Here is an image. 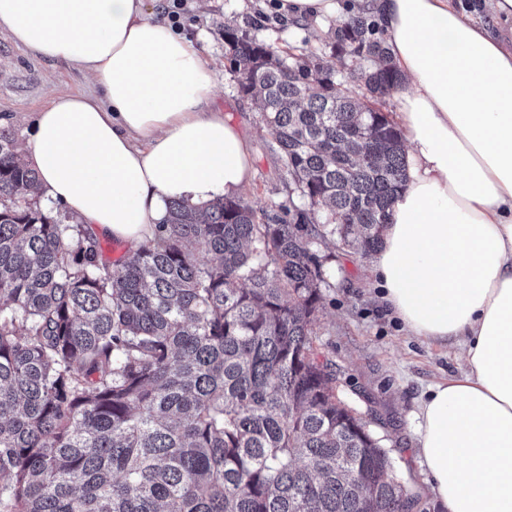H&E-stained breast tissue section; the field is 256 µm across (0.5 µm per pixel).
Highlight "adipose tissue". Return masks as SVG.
<instances>
[{
    "label": "adipose tissue",
    "mask_w": 512,
    "mask_h": 512,
    "mask_svg": "<svg viewBox=\"0 0 512 512\" xmlns=\"http://www.w3.org/2000/svg\"><path fill=\"white\" fill-rule=\"evenodd\" d=\"M403 80L393 117L409 180L371 264L405 333L462 346L430 387L417 442L445 512H512V0H375ZM0 30L88 73L102 96L62 95L25 158L45 199L136 247L169 200L238 196L247 140L222 111L209 59L145 0H0Z\"/></svg>",
    "instance_id": "obj_1"
}]
</instances>
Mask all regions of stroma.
Segmentation results:
<instances>
[{
  "label": "stroma",
  "instance_id": "stroma-1",
  "mask_svg": "<svg viewBox=\"0 0 512 512\" xmlns=\"http://www.w3.org/2000/svg\"><path fill=\"white\" fill-rule=\"evenodd\" d=\"M186 12L177 32L196 41L216 67V108L224 111L250 141L254 177L243 198L258 211L297 206L284 184L288 179L270 151V134L258 124L254 100L241 96L238 76L228 68L224 29L303 52L322 48L323 31L312 23L297 28L274 8L242 7L240 0H185ZM95 87L79 68L62 60L36 57L0 32V120L10 127L17 144L31 137L38 112L60 94L91 93ZM331 273L324 288L323 312L314 345L333 364L340 397L366 421L369 430L390 448L394 473L415 496L412 512H441L431 491V477L417 449L415 431L419 402L427 388L459 373V349L431 344L407 335L373 297L370 258L318 248Z\"/></svg>",
  "mask_w": 512,
  "mask_h": 512
}]
</instances>
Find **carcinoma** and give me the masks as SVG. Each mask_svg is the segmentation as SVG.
I'll return each mask as SVG.
<instances>
[{
	"label": "carcinoma",
	"mask_w": 512,
	"mask_h": 512,
	"mask_svg": "<svg viewBox=\"0 0 512 512\" xmlns=\"http://www.w3.org/2000/svg\"><path fill=\"white\" fill-rule=\"evenodd\" d=\"M292 218L171 200L120 263L47 207L0 128V512H410L390 450L338 393L314 251L377 250L408 182L376 107L401 80L370 5L305 54L224 27ZM205 254L209 259L202 260Z\"/></svg>",
	"instance_id": "obj_1"
}]
</instances>
